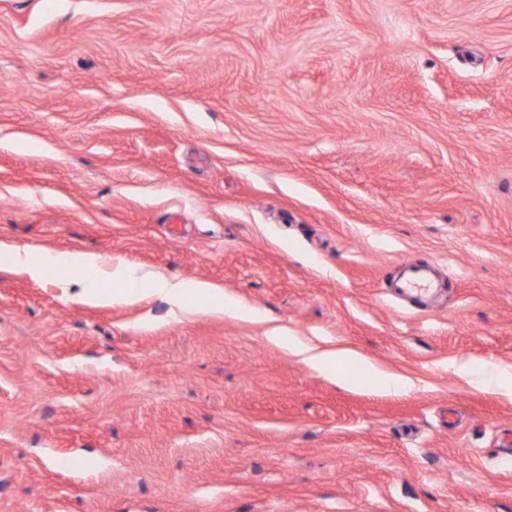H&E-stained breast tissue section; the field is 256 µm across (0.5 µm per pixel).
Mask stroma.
I'll return each instance as SVG.
<instances>
[{"label":"stroma","mask_w":512,"mask_h":512,"mask_svg":"<svg viewBox=\"0 0 512 512\" xmlns=\"http://www.w3.org/2000/svg\"><path fill=\"white\" fill-rule=\"evenodd\" d=\"M1 245L253 314L0 268V512H512V0H0ZM0 262L25 268L33 276H42L49 267L70 268L81 274L83 300L93 303L111 299V296L104 291V283L109 280L121 285L122 292L116 298L126 301H133L144 294H161L181 304L183 297L188 293L208 294L217 288L207 282H173L163 276L127 270L121 265H113L109 270H105L104 263L91 253L70 255L46 253L33 258L25 250L11 249L1 250ZM393 288L400 295L419 297L427 295L434 289L428 267L420 264L408 265ZM289 350L295 356L302 358L314 368L336 375V363L340 361H355L364 371V375L373 378L379 388L388 393H399L409 388L411 382L403 375L381 369L364 359L358 352L346 349H319L302 341H293ZM458 373L470 382L484 388L501 389L500 374L492 367H476L469 362L457 366Z\"/></svg>","instance_id":"obj_1"}]
</instances>
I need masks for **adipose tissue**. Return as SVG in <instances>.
Here are the masks:
<instances>
[{"instance_id":"ef3b65f1","label":"adipose tissue","mask_w":512,"mask_h":512,"mask_svg":"<svg viewBox=\"0 0 512 512\" xmlns=\"http://www.w3.org/2000/svg\"><path fill=\"white\" fill-rule=\"evenodd\" d=\"M0 262L25 268L34 276L43 275L45 270L51 267L69 268L81 276L83 300L93 303L107 301L108 295L104 290V284L109 280L120 284V297L126 301L135 300L145 294H161L179 302L188 293L208 294L214 290L213 285L207 282H173L162 276L140 274L119 265L107 267L91 253H47L35 258L29 252L11 249L0 252ZM288 345L290 352L318 370L332 373L336 370L337 362L355 361L360 363L365 376L374 379L385 392L399 393L410 386V381L405 376L381 369L362 359L356 351L346 348L319 349L297 340Z\"/></svg>"}]
</instances>
